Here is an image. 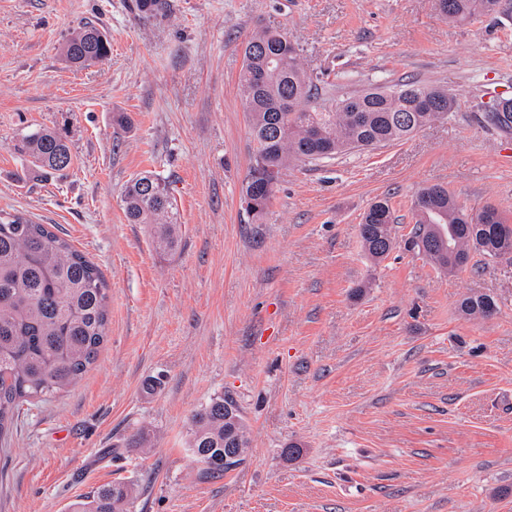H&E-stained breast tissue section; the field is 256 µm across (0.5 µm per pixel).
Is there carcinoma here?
Instances as JSON below:
<instances>
[{
  "instance_id": "1",
  "label": "carcinoma",
  "mask_w": 512,
  "mask_h": 512,
  "mask_svg": "<svg viewBox=\"0 0 512 512\" xmlns=\"http://www.w3.org/2000/svg\"><path fill=\"white\" fill-rule=\"evenodd\" d=\"M499 0H437L439 14L453 21L491 15L512 17ZM111 45L96 26L74 30L63 48L65 61L85 68L106 60ZM247 65L238 87L247 112L255 155L242 198L253 223H261L282 172L294 163L331 160L348 152L401 142L426 124L445 119L455 100L442 88L401 81L345 92L329 107L307 106L318 86L300 63L299 49L276 28L251 33L243 43ZM489 119L512 129V100L499 101ZM26 169L62 171L72 163L67 132L40 128L18 146ZM125 217L145 224L155 250L174 253L182 243L176 200L165 179L144 172L122 191ZM415 226L408 245L437 269L455 273L473 256L512 257V218L495 206L467 213L448 189L421 188L413 202ZM394 217L386 200L362 215L360 237L367 256L381 262L395 246ZM108 289L99 268L44 224L10 212L0 213V437L9 433L23 402L75 386L96 361L106 338ZM459 309L467 317L491 318L497 303L489 295L467 296ZM233 409L224 422V405ZM234 447H248L239 407L217 396L191 418L189 447L223 474L242 461L224 460V432ZM129 491L103 486L71 504V512H126Z\"/></svg>"
}]
</instances>
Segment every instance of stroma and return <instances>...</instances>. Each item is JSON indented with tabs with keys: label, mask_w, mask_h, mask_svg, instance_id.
<instances>
[{
	"label": "stroma",
	"mask_w": 512,
	"mask_h": 512,
	"mask_svg": "<svg viewBox=\"0 0 512 512\" xmlns=\"http://www.w3.org/2000/svg\"><path fill=\"white\" fill-rule=\"evenodd\" d=\"M135 2L0 0V210L53 226L109 288L95 363L0 441V512H69L119 481L129 512H512V258L448 274L405 247L429 183L512 216V131L485 119L512 97V19L451 22L436 0ZM86 22L112 48L77 69L61 48ZM264 26L298 46L319 104L414 79L456 109L405 141L288 167L253 223L238 76ZM40 127L68 129L69 168L23 171L14 145ZM143 171L177 200L174 254L126 221L122 189ZM382 197L396 245L375 264L359 224ZM470 294L497 314L462 317ZM220 395L250 445L213 476L188 441Z\"/></svg>",
	"instance_id": "35a3bbf8"
}]
</instances>
